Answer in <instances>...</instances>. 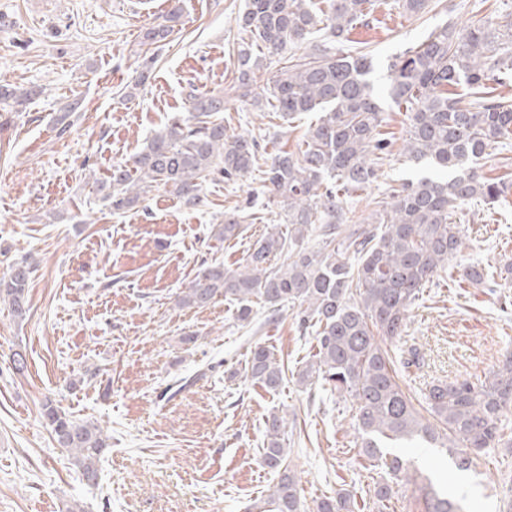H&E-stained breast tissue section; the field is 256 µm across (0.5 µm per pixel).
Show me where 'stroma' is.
Listing matches in <instances>:
<instances>
[{"label": "stroma", "instance_id": "35a3bbf8", "mask_svg": "<svg viewBox=\"0 0 512 512\" xmlns=\"http://www.w3.org/2000/svg\"><path fill=\"white\" fill-rule=\"evenodd\" d=\"M180 17L156 49L151 79L125 93L142 61L141 34L172 7ZM245 0H0V83L37 87L25 111L7 112L0 129V272L33 263L30 311L18 321L0 302V512H247L275 482L260 450L271 409L294 415L289 457L305 505L349 491L360 512H425L414 486L397 483L386 510L374 503L381 470L362 453L349 399L288 383L271 394L244 377L227 379L250 344L275 347L289 366L307 360L311 337L293 324L248 332L233 306H175L201 263L242 262L273 227L279 206L263 191L262 171L204 187L186 207L164 188L134 210L112 213L94 179L140 151L154 129L184 111L190 90L223 94L224 124L252 132L262 150H296L309 112L273 119L230 86ZM440 10L414 20L381 0L352 40L370 52L376 87L406 47L445 23ZM82 102L68 129L56 118ZM391 153L369 189L417 179L401 156L408 119L383 100ZM246 216L241 238L216 234L227 211ZM460 260L426 284L401 337L384 342L398 382L417 409L436 381L483 380L512 350V283L489 289L467 280L473 264L496 271L512 260V192L500 204L464 205ZM196 342L183 343L186 334ZM27 370L16 374L13 353ZM97 421L112 437L96 485H87L59 448L41 406ZM410 468L462 499L465 512H512V447L500 444L475 470L457 471L437 448H403Z\"/></svg>", "mask_w": 512, "mask_h": 512}]
</instances>
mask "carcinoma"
<instances>
[{
  "label": "carcinoma",
  "mask_w": 512,
  "mask_h": 512,
  "mask_svg": "<svg viewBox=\"0 0 512 512\" xmlns=\"http://www.w3.org/2000/svg\"><path fill=\"white\" fill-rule=\"evenodd\" d=\"M374 5V0H246L235 62L238 97L252 96L263 67L254 46L262 45L270 57L304 46L306 53L290 56L272 80L266 101L286 121L303 112L319 117L304 133L298 153L278 151L264 158V188L283 203L280 223L257 239L236 267L202 263L176 305L202 308L222 297L236 307L243 327L253 323L258 307L295 310L298 330L316 340V352L294 370L297 385L317 383L350 397L356 404L354 429L364 435L363 454L382 462L393 479L418 485L417 471L381 449L392 442L429 444L449 453L458 448L455 468L466 471L476 467L485 449L498 447L502 417L512 412L511 351L480 383L432 384L425 394L432 423L407 398L377 341L401 336L421 289L456 259L463 233L454 219L458 209L477 199L497 202L508 192L505 182H494L479 169L487 150L512 140V98L498 93L512 87V12L461 28L442 0H396L400 14L410 18H421L433 6L448 16L389 63L386 85L387 97L408 114L401 155L448 178L403 182L386 197L371 199L365 218L351 201L375 181L386 155L379 138L381 98L367 79L368 53L356 47L337 54L331 44L350 41ZM177 20L175 8L166 23L145 29L143 43L163 42ZM461 84L470 87L467 100L456 91ZM35 95V89L0 83V105L13 112ZM188 103V111L170 117L141 152L95 181L112 211L134 209L156 187L195 207L208 182L243 178L259 166L256 137L230 134L224 126V96L192 91ZM245 218L238 210L224 214L218 235L226 241L241 237ZM34 270L24 260L0 276V302L19 320L28 312ZM286 371L274 348L260 342L242 366L245 378L268 392L281 387ZM42 415L83 479L96 483L110 436L49 399ZM286 424L278 409L266 417L260 459L277 481L249 512H353L350 496L341 492L306 507L288 456ZM423 480L419 490L426 512H462L448 488L429 476Z\"/></svg>",
  "instance_id": "cac0c4a2"
}]
</instances>
